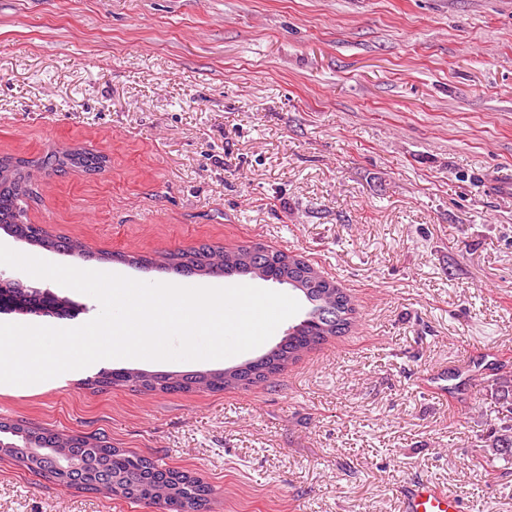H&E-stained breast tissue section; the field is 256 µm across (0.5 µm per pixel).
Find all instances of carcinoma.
<instances>
[{
  "instance_id": "carcinoma-1",
  "label": "carcinoma",
  "mask_w": 512,
  "mask_h": 512,
  "mask_svg": "<svg viewBox=\"0 0 512 512\" xmlns=\"http://www.w3.org/2000/svg\"><path fill=\"white\" fill-rule=\"evenodd\" d=\"M107 163L105 155L71 147L49 152L35 159L0 156V224L6 226L15 237L37 246L47 245L62 253L84 254V245L67 237L51 238L37 224L24 218V199L31 193L29 170L37 166L54 173L71 169L84 172L102 170ZM262 256L263 268L260 279L289 287L303 293L308 309L299 323L291 326L288 333L270 354L251 362L250 370L240 376L229 371L211 373H140L129 369H111L102 372L92 385H126L147 391L164 393L188 392L196 389L223 391L227 388H248L267 381L279 374L286 365L298 359L304 352L321 344L327 338L338 336L353 323L354 307L350 297L333 282L323 278L314 267L297 255H287L269 250L259 243L236 248L200 245L188 250H177L165 254L164 265L179 274L196 272L222 273L227 276L249 275L247 257L251 253ZM100 259L107 262L137 263L150 265L154 260L144 255L106 253ZM12 297L27 305H35L40 296L30 289L14 283L8 289ZM328 307L334 310L335 320L327 323L318 311ZM501 425L493 435L487 448L492 456H512V403L502 407ZM6 425L0 423V428ZM18 434V439L36 447L58 448L69 439L66 434L28 427L22 424L6 426ZM73 452L83 463L82 487L97 489V473L104 471L116 479L113 496L130 500L148 501L158 504L166 512H189L208 501L210 486L199 477L175 469L158 467L151 459L108 444L97 448H85L75 441Z\"/></svg>"
}]
</instances>
